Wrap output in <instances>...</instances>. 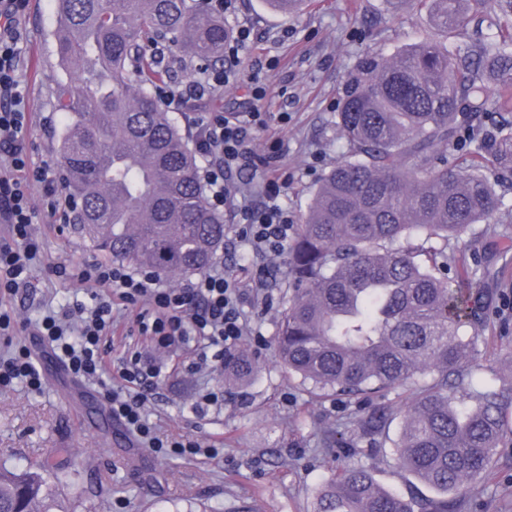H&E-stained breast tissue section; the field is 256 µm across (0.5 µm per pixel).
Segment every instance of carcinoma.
I'll return each instance as SVG.
<instances>
[{"instance_id": "obj_1", "label": "carcinoma", "mask_w": 512, "mask_h": 512, "mask_svg": "<svg viewBox=\"0 0 512 512\" xmlns=\"http://www.w3.org/2000/svg\"><path fill=\"white\" fill-rule=\"evenodd\" d=\"M425 12L442 36L467 32L470 0H388ZM492 32L465 46L426 38L393 55L369 49L342 88L336 124L347 156L323 177L288 245L291 290L279 319L280 362L318 395L414 398L393 460L438 493L407 497L372 470L347 464L322 485L315 512H460L495 479L497 448L512 444V377L457 403L483 370L470 352L490 309L486 271L448 242L502 207L488 175L512 170V0H493ZM57 48L77 82L57 106L73 223L96 250L159 273H202L224 245V215L208 205L185 133L153 95L174 47L206 73L229 29L203 0H56ZM470 129L453 166L439 147ZM95 148H87L88 142ZM417 236L418 245L394 246ZM454 277H448V271ZM258 371L244 350L224 352V379ZM396 412L375 410L359 432L380 445ZM71 473L44 458L0 466V512H55Z\"/></svg>"}]
</instances>
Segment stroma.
<instances>
[{
    "instance_id": "obj_1",
    "label": "stroma",
    "mask_w": 512,
    "mask_h": 512,
    "mask_svg": "<svg viewBox=\"0 0 512 512\" xmlns=\"http://www.w3.org/2000/svg\"><path fill=\"white\" fill-rule=\"evenodd\" d=\"M224 22L232 31L241 24L253 30L239 78L206 102H189L177 112L178 124L191 136L207 111H247L250 79H262L268 89L263 102L267 128L260 139L281 144L277 167L288 173L282 202L292 220H299L318 179L346 154L336 112L343 83L360 55L372 48L391 55L435 30L426 15L399 13L388 0H307L288 17L270 12L263 0H237ZM20 26L22 84L36 114L26 130L31 158L59 167L63 118L56 90L67 75L58 65L55 0H29ZM494 180L504 207L490 220V232H469L448 244L449 253H465L469 262L488 268L486 286L492 296L489 333L496 349L477 345L472 359L484 370L458 388L461 397L494 385L512 369L506 360L512 352V265L503 266L498 259L503 241L493 234L512 226V172L495 174ZM30 197L44 254L30 272L27 293L0 303L32 324L44 307L86 295L80 285L53 274L52 265L90 264L102 256L80 225L46 216L40 187H32ZM268 264L274 305L266 310L245 303L254 333L239 343L261 366L254 379L237 385L216 373L178 370L160 382L158 397L147 407L161 434L205 438L223 449V457L165 458L137 444H123L122 433L106 423L97 392L87 386L74 393L73 378L42 355L41 389L20 383L0 391V465L21 469L31 460L53 456L56 466L79 473L62 499H81L87 512H201L206 505L217 512H313L332 467L347 463L373 467L383 487L408 495L415 480L392 458L401 418H394L380 449L361 439L356 429L357 420L373 408H400L403 400L393 390L369 406L309 394L276 356L274 337L288 301L286 258L281 255ZM213 389L223 391L222 407L194 415L195 398ZM335 427L343 431L346 445L330 451L323 439ZM496 471V483L475 486L462 512H512V445L500 448Z\"/></svg>"
}]
</instances>
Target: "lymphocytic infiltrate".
I'll return each mask as SVG.
<instances>
[{"label": "lymphocytic infiltrate", "instance_id": "f902f5d3", "mask_svg": "<svg viewBox=\"0 0 512 512\" xmlns=\"http://www.w3.org/2000/svg\"><path fill=\"white\" fill-rule=\"evenodd\" d=\"M28 0H0V223L8 225L7 238L0 239V298L15 297L30 286L29 272L44 252L42 237L34 228V209L29 188L40 185L47 213L65 220L60 203L63 178L46 165H34L22 132L31 121L22 90L20 71V19ZM236 78L233 66L208 74L178 90H160L163 104L181 110L189 100H203ZM253 105L237 114L208 112L201 121L195 150L202 157L206 200L215 211L238 202V229L235 238L246 250L275 256L288 246L293 224L280 201L284 182L268 174L279 158L277 143H269L265 153H257L254 142L266 128L260 103L266 88L252 82ZM251 169L256 183L235 186L233 173ZM264 198L261 206L246 203L251 191ZM57 277L65 281L91 283L96 287L88 300H73L68 307L44 310L35 322L33 334L74 378L96 386L118 423L156 455L186 457L219 456L220 451L202 440L161 437L146 414V406L165 373L166 357L194 350L188 363L191 372L212 369L223 362L226 349L235 346L249 332L242 302L246 289L261 290L269 269L257 266L245 279L227 275L223 261L217 260L198 277L180 287L163 284L150 268L130 269L116 262L84 265L57 264ZM134 311V324L145 341L132 347L115 372H107L103 342L115 321V307ZM13 310L0 307V341L9 350L0 354V390L16 383L37 390L42 374L32 349L14 344L20 328Z\"/></svg>", "mask_w": 512, "mask_h": 512}]
</instances>
